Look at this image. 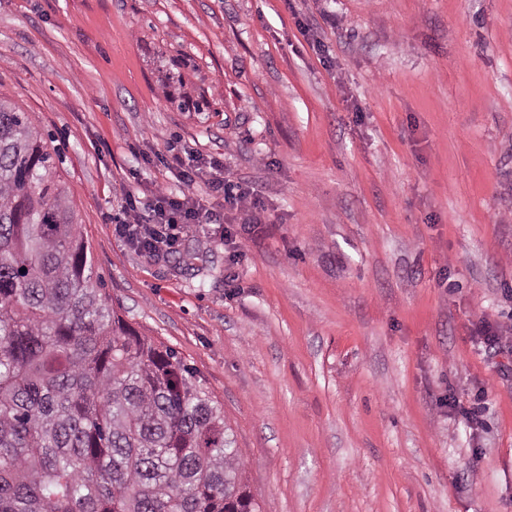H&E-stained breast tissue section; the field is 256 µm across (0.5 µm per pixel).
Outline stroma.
<instances>
[{
    "label": "stroma",
    "mask_w": 512,
    "mask_h": 512,
    "mask_svg": "<svg viewBox=\"0 0 512 512\" xmlns=\"http://www.w3.org/2000/svg\"><path fill=\"white\" fill-rule=\"evenodd\" d=\"M0 96L260 512H512V0H0ZM187 150L256 198L147 256Z\"/></svg>",
    "instance_id": "35a3bbf8"
}]
</instances>
